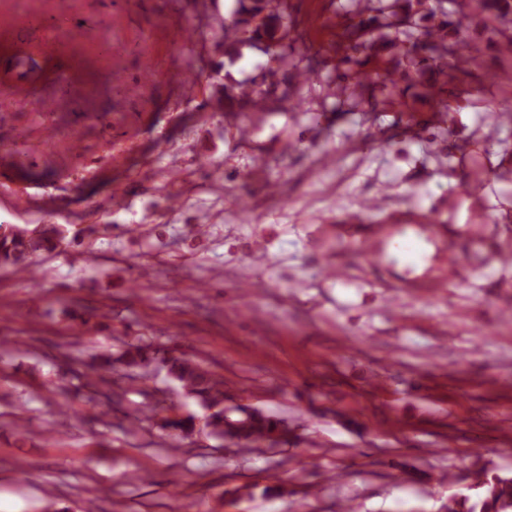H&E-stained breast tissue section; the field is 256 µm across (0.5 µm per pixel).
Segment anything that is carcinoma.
<instances>
[{
  "mask_svg": "<svg viewBox=\"0 0 512 512\" xmlns=\"http://www.w3.org/2000/svg\"><path fill=\"white\" fill-rule=\"evenodd\" d=\"M476 7L493 14L501 22L512 17V0H476ZM289 0H278L271 8L270 0H235L233 19L224 24L225 54L232 58L238 48L248 46L264 54L285 53L289 31L282 29L281 19L289 15ZM459 29L462 22L448 19V12L432 6L431 0H390L378 10V15L361 20L348 32L356 36L351 49L354 51L373 49L376 46L372 33L376 29L386 30L385 37L392 45L401 46L397 65L401 76L410 73L442 75L446 83L459 80L457 50L440 37L439 31L448 26ZM279 67H268L264 81L268 88H251L246 93L240 85H224V111L237 112L253 109L252 99H266L270 87L277 84ZM60 239L43 232L27 235L21 231L0 235V259L12 263L17 269L27 268L25 261L41 251L56 248ZM158 365L178 382L184 392L196 398L206 410L203 426L210 433L228 437L243 447H251L263 441L276 443L286 427L277 419L258 410L239 408L232 415L224 410V380L194 360L173 356L167 352L140 343H128L116 357L110 352L97 353L83 364L77 380L87 390V399L95 402L103 396L112 399V391L103 390L112 386L108 375L120 366L131 374L145 377L149 368ZM482 494L472 499L468 496L448 499V512H512V476H494L481 482Z\"/></svg>",
  "mask_w": 512,
  "mask_h": 512,
  "instance_id": "1",
  "label": "carcinoma"
}]
</instances>
